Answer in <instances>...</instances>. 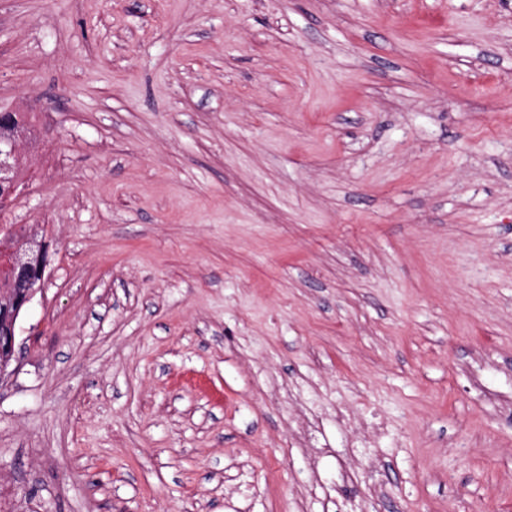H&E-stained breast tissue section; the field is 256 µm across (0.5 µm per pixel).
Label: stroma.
Returning <instances> with one entry per match:
<instances>
[{"label": "stroma", "instance_id": "stroma-1", "mask_svg": "<svg viewBox=\"0 0 512 512\" xmlns=\"http://www.w3.org/2000/svg\"><path fill=\"white\" fill-rule=\"evenodd\" d=\"M1 106L0 512H512V0H0ZM14 112H17V122L27 135V140L36 139L34 126L28 119L26 112L14 109H0V202L2 206L8 205L19 193L22 161L18 162L19 152L27 143L24 133L15 123ZM14 161L15 164H14ZM14 167V169H13ZM13 171V177L12 174ZM7 272L8 288L0 290V382L8 374V365L16 361V325L23 310L44 284L48 266L45 242L34 235L16 241L0 257ZM13 361V362H14Z\"/></svg>", "mask_w": 512, "mask_h": 512}]
</instances>
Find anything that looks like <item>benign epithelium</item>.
<instances>
[{"label":"benign epithelium","mask_w":512,"mask_h":512,"mask_svg":"<svg viewBox=\"0 0 512 512\" xmlns=\"http://www.w3.org/2000/svg\"><path fill=\"white\" fill-rule=\"evenodd\" d=\"M26 144L24 133L15 123L14 110L0 109V204L8 205L19 193L12 176L14 161ZM48 266L45 242L28 235L0 256V268L7 272L9 287L0 290V381L8 362L16 359V325L23 310L44 284Z\"/></svg>","instance_id":"obj_1"}]
</instances>
